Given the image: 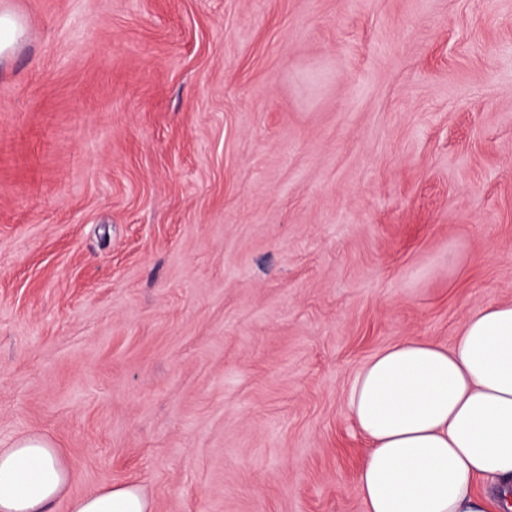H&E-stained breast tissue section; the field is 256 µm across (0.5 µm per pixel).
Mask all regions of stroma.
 <instances>
[{
    "label": "stroma",
    "instance_id": "obj_1",
    "mask_svg": "<svg viewBox=\"0 0 512 512\" xmlns=\"http://www.w3.org/2000/svg\"><path fill=\"white\" fill-rule=\"evenodd\" d=\"M0 9V448L52 512H365L357 374L512 301V0ZM25 33V26L16 15L0 10V59L16 48ZM70 474L43 435L30 434L0 448V511L51 512ZM151 505L135 485L110 486L75 499L71 512H150Z\"/></svg>",
    "mask_w": 512,
    "mask_h": 512
}]
</instances>
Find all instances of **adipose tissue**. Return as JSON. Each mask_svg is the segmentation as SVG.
I'll use <instances>...</instances> for the list:
<instances>
[{"label":"adipose tissue","mask_w":512,"mask_h":512,"mask_svg":"<svg viewBox=\"0 0 512 512\" xmlns=\"http://www.w3.org/2000/svg\"><path fill=\"white\" fill-rule=\"evenodd\" d=\"M348 409L369 450L365 512H491L478 481L512 480V302L487 305L452 348L390 346L357 374ZM70 474L45 436L0 448V512H50ZM71 512H151L135 485L77 498Z\"/></svg>","instance_id":"obj_1"}]
</instances>
